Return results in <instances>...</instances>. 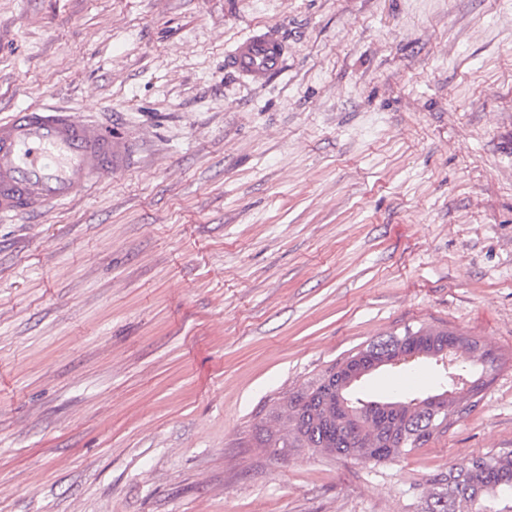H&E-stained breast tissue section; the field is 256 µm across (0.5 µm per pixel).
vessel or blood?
<instances>
[{
    "instance_id": "obj_1",
    "label": "vessel or blood",
    "mask_w": 512,
    "mask_h": 512,
    "mask_svg": "<svg viewBox=\"0 0 512 512\" xmlns=\"http://www.w3.org/2000/svg\"><path fill=\"white\" fill-rule=\"evenodd\" d=\"M278 31H253L228 53L239 76L267 82L283 67ZM130 147L111 131L73 112L40 104L0 120V217L29 214L110 178L127 164Z\"/></svg>"
}]
</instances>
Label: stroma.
I'll return each instance as SVG.
<instances>
[{
  "label": "stroma",
  "mask_w": 512,
  "mask_h": 512,
  "mask_svg": "<svg viewBox=\"0 0 512 512\" xmlns=\"http://www.w3.org/2000/svg\"><path fill=\"white\" fill-rule=\"evenodd\" d=\"M263 25L286 66L250 86L224 54ZM44 102L133 151L0 221V512H420L512 448V0H0V120ZM422 326L499 357L447 433L254 449L288 391Z\"/></svg>",
  "instance_id": "stroma-1"
}]
</instances>
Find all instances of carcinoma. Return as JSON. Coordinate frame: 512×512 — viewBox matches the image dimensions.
<instances>
[{"instance_id": "obj_1", "label": "carcinoma", "mask_w": 512, "mask_h": 512, "mask_svg": "<svg viewBox=\"0 0 512 512\" xmlns=\"http://www.w3.org/2000/svg\"><path fill=\"white\" fill-rule=\"evenodd\" d=\"M451 332L420 327L372 341L357 354L374 362L394 364L409 356L442 361L455 371L448 373L449 389L442 395L466 388L480 394L486 377L497 368L498 356H484L476 339L461 334L455 350H448ZM342 362L337 361L316 377L290 391L278 407L256 425L255 447L285 457L307 450L331 457H352L361 462H384L421 448L448 430L446 415L432 410L430 397L392 395L365 400L345 394L353 413L337 407ZM424 507L420 512H493L490 504L512 499V450L487 452L452 465L448 472L426 480Z\"/></svg>"}]
</instances>
